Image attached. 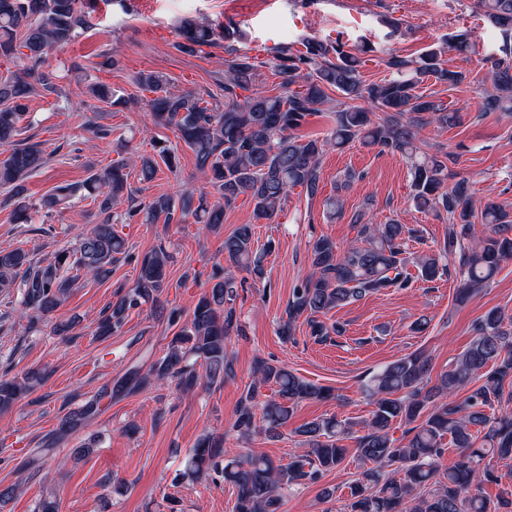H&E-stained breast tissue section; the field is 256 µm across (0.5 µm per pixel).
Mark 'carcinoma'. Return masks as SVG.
I'll return each mask as SVG.
<instances>
[{"label": "carcinoma", "mask_w": 512, "mask_h": 512, "mask_svg": "<svg viewBox=\"0 0 512 512\" xmlns=\"http://www.w3.org/2000/svg\"><path fill=\"white\" fill-rule=\"evenodd\" d=\"M472 8L491 24L512 30V0H472ZM93 19L86 0H0V58L20 63L19 71L0 77V147L10 149L0 160L4 202L24 221L32 208L51 218L70 209L77 199L90 200L98 216L93 230L80 238L77 247L56 252L46 265L20 248L0 251V288L18 286L20 305L47 315L65 300L80 271L103 280L111 276L112 265L119 259L130 260L138 268L135 284L119 291L98 321L96 335L108 336L124 324L129 311L144 304L161 308L171 255L162 245L134 255L113 229L114 207L124 199L134 201L125 162L95 169L81 182L59 184L32 205L27 200L26 181L48 158L38 143L15 144L31 96L38 92L64 94L61 76L45 67L47 56L91 29ZM178 35L176 48L187 55L235 38L229 28L219 29L195 17L181 21ZM224 50V76L216 80V91L205 95L171 91L169 78L160 72L147 70L135 75L134 84L153 94L148 106L155 122L173 128L192 151L207 187L178 197L155 196L130 207L128 220L141 216L145 223L162 218L166 224H180L191 216L213 229L224 223V210L246 195L254 202V220L270 223L284 210L294 189H302L311 199L320 192V160L326 148L341 149L360 140L368 147L405 156L411 164L414 206L422 212L443 210L459 227L442 250L410 258L404 248L405 235L411 234L406 225H363L359 216L352 215L350 223L361 225L357 243L343 251L324 236L312 243L309 275L293 288L281 319L283 339L291 337L304 314L309 316L311 335L325 340L330 332H340L314 316L367 295L409 287L405 272L409 263L422 279L432 281L447 272L449 257H458L463 276L459 299L464 300L489 284L501 262L512 256V214L493 199L475 208L470 180L450 170L457 155L430 154L420 147L419 132L424 127L446 128L461 121L459 112L448 110L443 100L416 93L418 85L431 77L449 87L465 80L463 72L446 67L444 48L429 47L414 58L389 54L384 64L390 77L367 83L361 68L366 63L364 55L373 52L370 46L351 52L338 41L304 40L299 48L285 45L271 61L279 79V92L274 95L257 89L260 68L266 62L230 45ZM66 78L84 85L87 97L97 102L114 108L128 103L118 91L87 81L78 62L70 63ZM490 82L493 91L485 94L482 110L511 112L512 59L491 61ZM332 90L351 101H364L370 108L351 104L336 111L335 125L323 140L299 139L295 131L322 110ZM375 110L384 117L373 120ZM139 163L140 180L150 182L160 165L174 169L175 148L158 142L153 153L139 156ZM476 218L490 226L491 232L466 247L461 240L472 236ZM253 236V225H239L224 238V254L233 267L261 280L264 267L254 251ZM74 269L77 274L71 277L60 275ZM210 282L187 318L178 310L168 314L169 325L178 331L164 355L147 371L136 368L117 380L112 396H125L168 380L175 389L187 392L234 377L226 346L239 330L231 304L243 283L220 267L215 268ZM431 372V358L416 352L370 375L368 391L374 410L364 424V433L357 436L355 453L361 463L373 467L364 470L350 488V512H501L502 503L485 497L482 484L495 479L486 458L512 459V414L495 417L487 413L501 402L505 381L512 380V318L489 311L475 325L469 346L434 383ZM45 376L32 370L20 381L0 377V409L33 392ZM477 380L480 384L468 389ZM266 385L275 387L274 396L262 405L261 422L269 433L288 422L299 402L331 395L330 388L304 380L284 364L260 360L236 409L233 428L241 439L256 431L257 398ZM98 411V400L85 402L65 418L60 435ZM397 422L409 425L400 443L390 435ZM474 427L484 431L483 448L474 447ZM352 429L353 423L334 416L302 424L296 433L306 451L286 464L265 455L228 458L220 441L204 435L187 458L185 473L220 476L236 492V512H280L284 489L315 482L322 473L343 463L346 449L338 441ZM447 443L459 450V459L443 471Z\"/></svg>", "instance_id": "cac0c4a2"}]
</instances>
